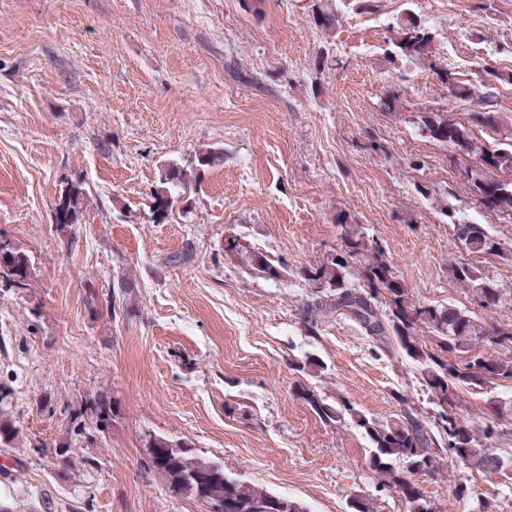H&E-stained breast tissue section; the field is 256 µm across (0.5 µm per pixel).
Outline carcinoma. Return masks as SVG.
<instances>
[{"instance_id":"1","label":"carcinoma","mask_w":512,"mask_h":512,"mask_svg":"<svg viewBox=\"0 0 512 512\" xmlns=\"http://www.w3.org/2000/svg\"><path fill=\"white\" fill-rule=\"evenodd\" d=\"M398 53L407 61L432 58L435 35L413 16L399 25L394 40ZM499 75L486 72L481 80L482 94L475 85L454 81L453 97L462 101L479 96L482 111L469 114L463 123L442 112L420 116L422 131L429 138L447 143L468 153L483 152L488 173L472 188L480 194L477 203L487 211L512 215V184L501 183L498 172L512 170V125L503 122L494 80ZM486 127L505 135V140L489 142L475 136L474 128ZM224 163V152L205 149L198 152L194 169L172 168L156 190L153 215L162 220L177 203L179 196L201 180L203 171ZM86 192L80 182H68L58 191L55 222L79 223ZM344 250L331 258L305 267L303 275L315 290L305 319V331L316 333L325 319L336 315L354 320L366 335L382 349L393 348L410 359L431 394V403L438 409L434 428L423 425L416 407L408 405L403 394L394 398L408 406L404 420H382L346 407L351 418L365 435L373 451L368 464L381 487L399 492L408 506L407 512H423L427 498L412 481L415 475L434 476L440 472V450L450 451L467 469L475 468L495 474L487 466L488 457L497 450L486 443L493 437L492 428L483 431L485 440L476 437V427L457 408L458 391L480 389L495 380L512 381V355L491 358L474 353L475 344L485 341L499 348L512 349V324H488L466 311L451 305L425 304L416 300L396 269L377 244H370L351 224L345 214L338 216ZM456 239L465 242L472 253H491L498 242L481 224L454 225ZM239 261L269 278L280 276L274 260L246 248L237 252ZM11 275L12 287L29 286L34 269L25 251L14 245L0 250V271ZM456 281L485 298L483 306L497 305L501 289L471 266L456 265L452 269ZM303 397L318 417L327 423L344 421V411L332 406L308 390L298 386ZM96 429L108 425L112 413L109 401L97 397L91 402ZM150 448H178L169 458L150 454L149 466L164 479L174 497L200 500H221L224 512H283L275 494L267 489L240 480L226 467L191 451V445L173 443L163 437L148 442Z\"/></svg>"}]
</instances>
